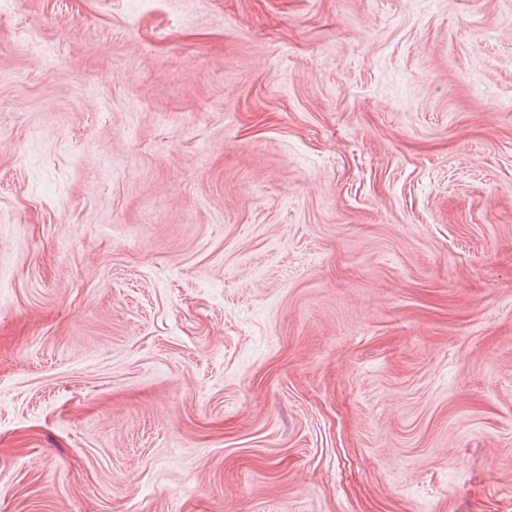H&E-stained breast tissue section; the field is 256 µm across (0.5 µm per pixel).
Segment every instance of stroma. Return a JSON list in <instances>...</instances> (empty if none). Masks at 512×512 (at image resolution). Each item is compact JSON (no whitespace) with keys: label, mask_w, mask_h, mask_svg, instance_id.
Listing matches in <instances>:
<instances>
[{"label":"stroma","mask_w":512,"mask_h":512,"mask_svg":"<svg viewBox=\"0 0 512 512\" xmlns=\"http://www.w3.org/2000/svg\"><path fill=\"white\" fill-rule=\"evenodd\" d=\"M0 512H512V0H0Z\"/></svg>","instance_id":"35a3bbf8"}]
</instances>
